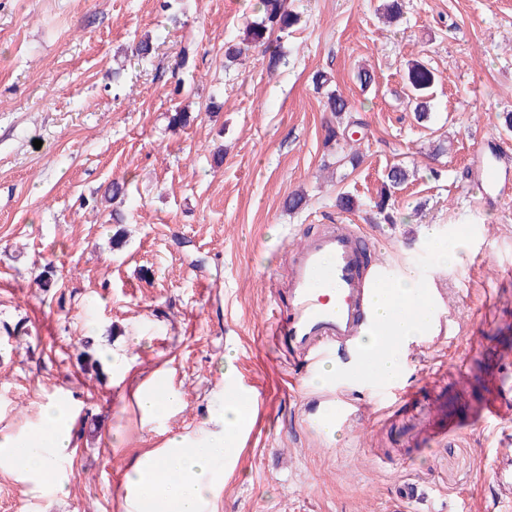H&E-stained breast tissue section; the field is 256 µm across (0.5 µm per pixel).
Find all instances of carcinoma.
Wrapping results in <instances>:
<instances>
[{
	"label": "carcinoma",
	"mask_w": 512,
	"mask_h": 512,
	"mask_svg": "<svg viewBox=\"0 0 512 512\" xmlns=\"http://www.w3.org/2000/svg\"><path fill=\"white\" fill-rule=\"evenodd\" d=\"M261 19L251 22L246 26V36L243 39V46L229 45L225 47V56L234 59L241 55L246 46H259L267 55V68H277L283 60V55L276 49L271 48L270 32L277 28L288 30L299 22V17L288 10L286 0H259ZM156 51L155 42L150 37L140 39L131 48V54L141 60L149 58ZM194 61V50L185 46L180 49L172 64V73L179 72L191 67ZM437 82L435 73L424 64L418 61L408 63L405 73V86L408 91L409 103L417 113L418 119L424 121L429 118L432 112V89ZM325 110L339 117L348 111L346 100L339 94L330 91L326 93L324 101ZM409 171L402 166H395L387 175V183L381 191L380 200L376 207L385 211L391 199V190L407 182Z\"/></svg>",
	"instance_id": "obj_1"
}]
</instances>
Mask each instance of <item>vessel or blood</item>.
<instances>
[{"instance_id":"obj_1","label":"vessel or blood","mask_w":512,"mask_h":512,"mask_svg":"<svg viewBox=\"0 0 512 512\" xmlns=\"http://www.w3.org/2000/svg\"><path fill=\"white\" fill-rule=\"evenodd\" d=\"M471 166L484 194L505 197L512 193V181L484 143H477ZM368 249L355 228L331 224L292 250L288 286L270 310L268 344L291 354L303 370L310 371L325 359L348 358L365 332L385 334V325L369 314L365 297L368 288L387 284L393 271L380 262L365 268ZM424 297L436 306L431 332L441 336L453 330L456 319L444 311L443 295L428 287ZM490 357L495 369L488 397L474 414L479 422L512 412V383L502 372L512 365V346L494 349Z\"/></svg>"}]
</instances>
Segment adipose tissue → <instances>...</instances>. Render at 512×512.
<instances>
[{
  "instance_id": "1",
  "label": "adipose tissue",
  "mask_w": 512,
  "mask_h": 512,
  "mask_svg": "<svg viewBox=\"0 0 512 512\" xmlns=\"http://www.w3.org/2000/svg\"><path fill=\"white\" fill-rule=\"evenodd\" d=\"M422 288L415 274L407 272L371 294V306L388 322L390 337L381 345L374 334H367L361 350L374 352V373L380 379L396 377L400 345L429 328L433 309L423 302ZM253 420L242 390L228 387L222 410L203 422L196 437H170L163 448L137 458L119 484L128 512H212L225 472L237 465L233 443ZM72 423L66 406L43 404L36 424L17 432L0 431V466L21 478L43 474L48 488L65 493L67 478L58 462L70 453Z\"/></svg>"
}]
</instances>
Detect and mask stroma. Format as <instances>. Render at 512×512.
Instances as JSON below:
<instances>
[{
	"instance_id": "35a3bbf8",
	"label": "stroma",
	"mask_w": 512,
	"mask_h": 512,
	"mask_svg": "<svg viewBox=\"0 0 512 512\" xmlns=\"http://www.w3.org/2000/svg\"><path fill=\"white\" fill-rule=\"evenodd\" d=\"M381 2L287 0L300 22L273 33L285 62L270 71L253 50L224 59L258 0H0V429L35 424L50 399L75 414L65 494L0 468V512H126L129 466L222 408L228 369L260 397L217 512H512V488L491 481L494 460L512 456L499 441L508 425L470 422L491 371L476 345H512V197L485 201L470 178L481 138L512 169L499 119L512 112V0H404L394 25ZM146 33L154 58L123 59ZM188 42L196 66L172 78ZM412 59L438 76L425 123L403 93ZM319 71L350 106L349 139L325 140ZM179 106L194 119L174 130ZM354 150L361 164L337 167ZM396 165L411 176L387 222L375 204ZM115 179L127 184L119 226L100 202ZM297 191L306 206L286 210ZM342 193L353 210L338 207ZM326 224L354 225L459 318L455 335L403 343L388 388L289 382L285 353L265 342L290 248ZM433 229L468 235L454 266L437 264ZM161 380L183 404L143 420L132 392ZM409 387L458 423L446 445L427 446L409 407L389 402ZM319 401L360 411L331 435ZM410 483L417 499L403 497Z\"/></svg>"
}]
</instances>
